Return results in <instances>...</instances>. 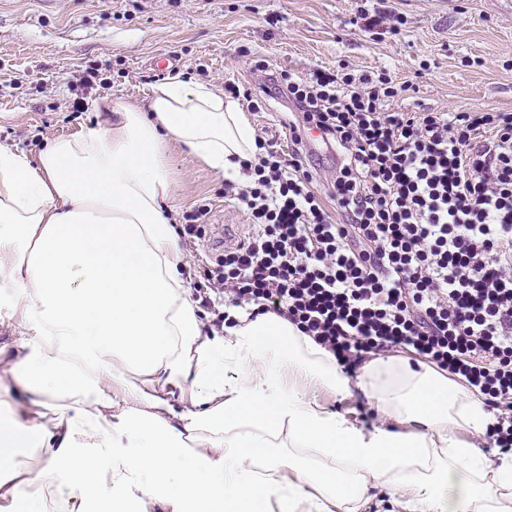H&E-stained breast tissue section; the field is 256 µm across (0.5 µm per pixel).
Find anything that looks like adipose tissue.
I'll return each mask as SVG.
<instances>
[{"instance_id": "adipose-tissue-1", "label": "adipose tissue", "mask_w": 512, "mask_h": 512, "mask_svg": "<svg viewBox=\"0 0 512 512\" xmlns=\"http://www.w3.org/2000/svg\"><path fill=\"white\" fill-rule=\"evenodd\" d=\"M111 120L48 141L37 163L0 146V303L19 314L5 371L36 412L0 413V494L13 512H361L369 486L403 512H512V456L459 439L491 415L468 388L389 356L358 379L296 326L233 308L203 331L165 205L170 143L235 179L257 151L240 103L172 79L147 105L103 99ZM120 384L131 405L112 398ZM188 391L171 413L157 385ZM361 390L393 423L365 429L305 390ZM206 447H199V440ZM317 464L270 456L279 442ZM39 463L36 471L23 459Z\"/></svg>"}]
</instances>
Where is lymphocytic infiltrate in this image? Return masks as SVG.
<instances>
[{
  "label": "lymphocytic infiltrate",
  "mask_w": 512,
  "mask_h": 512,
  "mask_svg": "<svg viewBox=\"0 0 512 512\" xmlns=\"http://www.w3.org/2000/svg\"><path fill=\"white\" fill-rule=\"evenodd\" d=\"M255 69L259 90L230 92L286 98L292 147L258 138L225 181L256 231L204 267L208 290L287 319L346 374L403 350L461 379L494 415L480 445L512 450V113L388 112L385 72ZM310 129L337 155L322 190Z\"/></svg>",
  "instance_id": "obj_1"
}]
</instances>
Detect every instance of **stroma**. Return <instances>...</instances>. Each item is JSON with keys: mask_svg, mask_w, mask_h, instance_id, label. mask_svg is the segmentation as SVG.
Listing matches in <instances>:
<instances>
[{"mask_svg": "<svg viewBox=\"0 0 512 512\" xmlns=\"http://www.w3.org/2000/svg\"><path fill=\"white\" fill-rule=\"evenodd\" d=\"M388 10L399 21L365 27L361 11ZM302 73L346 65L355 75L389 70L400 91L389 110L512 112V0H0V143L37 160L41 146L95 125L105 97L145 103L153 85L178 77L224 86L255 83L257 61ZM93 86L77 81L93 65ZM81 99L83 111L72 109ZM255 132L289 144V104L267 99L250 113ZM176 182L174 217L206 204L205 234L181 239L187 291L207 329L223 331L224 302H204L199 269L253 228L224 195V180L204 163L169 148ZM327 411L365 423L361 392L316 389Z\"/></svg>", "mask_w": 512, "mask_h": 512, "instance_id": "obj_1", "label": "stroma"}]
</instances>
